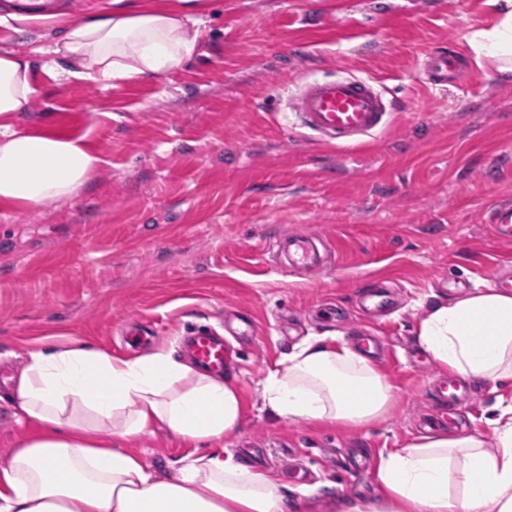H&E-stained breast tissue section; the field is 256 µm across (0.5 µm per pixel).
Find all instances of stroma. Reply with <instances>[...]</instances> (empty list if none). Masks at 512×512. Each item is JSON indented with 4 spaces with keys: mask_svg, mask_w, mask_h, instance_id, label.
<instances>
[{
    "mask_svg": "<svg viewBox=\"0 0 512 512\" xmlns=\"http://www.w3.org/2000/svg\"><path fill=\"white\" fill-rule=\"evenodd\" d=\"M203 19L197 55L180 68L118 86L44 70L61 20H17L0 0V52L32 62L36 95L21 128L88 134L105 162L66 202L33 211L0 206V466L26 428L9 400L30 351L59 335L134 357L180 350L190 329L225 315L254 317L253 336L230 339L240 389L239 429L225 451L279 480L298 459L315 482L288 481V512H326L332 498L376 497L380 454L418 437L423 411H444L428 386L440 371L416 343L430 303L512 273V243L489 233L497 203L512 204V75L486 76L469 58L468 31L489 22L487 0H184ZM455 47L459 86L420 82L424 51ZM373 79L396 104L387 126L349 147L316 143L283 109L293 85L338 76ZM332 248L314 273L275 257L286 233ZM387 282L396 310L360 311L358 282ZM336 305L337 320L315 308ZM154 325L140 348L127 329ZM380 336L376 369L393 402L378 421L319 425L272 417L263 382L312 336ZM458 435L494 436L482 421L512 385L476 382ZM151 470L172 473L205 445L156 430L128 442ZM371 467L347 480L343 463Z\"/></svg>",
    "mask_w": 512,
    "mask_h": 512,
    "instance_id": "stroma-1",
    "label": "stroma"
}]
</instances>
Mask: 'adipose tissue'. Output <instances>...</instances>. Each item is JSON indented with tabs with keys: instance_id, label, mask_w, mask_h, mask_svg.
Returning <instances> with one entry per match:
<instances>
[{
	"instance_id": "adipose-tissue-1",
	"label": "adipose tissue",
	"mask_w": 512,
	"mask_h": 512,
	"mask_svg": "<svg viewBox=\"0 0 512 512\" xmlns=\"http://www.w3.org/2000/svg\"><path fill=\"white\" fill-rule=\"evenodd\" d=\"M491 22L465 37L478 68L512 71V0H489ZM199 16L166 0L65 25L46 61L69 79L136 82L182 66L198 48ZM31 62L0 53V204L30 211L73 198L102 158L84 137L52 127L17 130L36 89ZM416 342L444 372L512 382V294L478 289L428 306ZM270 412L288 421L364 425L382 418L392 388L348 343L313 336L268 373ZM20 423L35 424L0 468V512H286L288 487L231 454L183 459L173 477L113 447L162 428L218 442L242 418L232 375L192 366L174 352L137 358L66 341L28 353L10 397ZM495 437L441 433L382 455V502L351 499L342 512H512V402L487 417Z\"/></svg>"
}]
</instances>
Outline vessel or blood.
I'll use <instances>...</instances> for the list:
<instances>
[{"instance_id":"vessel-or-blood-1","label":"vessel or blood","mask_w":512,"mask_h":512,"mask_svg":"<svg viewBox=\"0 0 512 512\" xmlns=\"http://www.w3.org/2000/svg\"><path fill=\"white\" fill-rule=\"evenodd\" d=\"M418 72L426 82L440 87L455 83L457 58L448 48L425 53L418 62ZM286 107L295 127L311 132L326 145L346 146L372 135L382 128L391 112L374 82L365 78H338L299 84L287 98ZM492 237L501 243L512 242V205H496L492 212ZM276 245L289 264L320 267L314 238L307 233H291L280 237ZM187 352L204 369L224 372L227 353L221 336L198 331L186 336Z\"/></svg>"}]
</instances>
